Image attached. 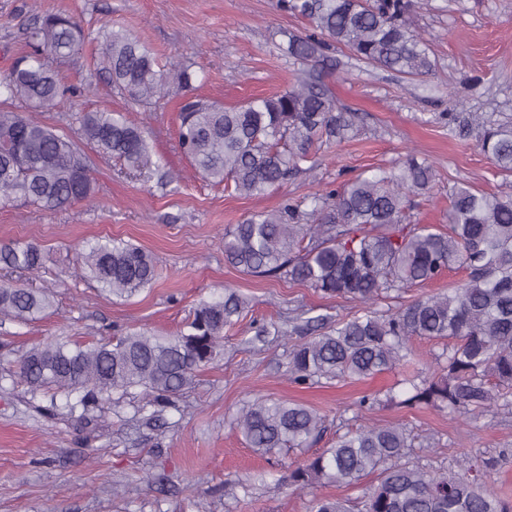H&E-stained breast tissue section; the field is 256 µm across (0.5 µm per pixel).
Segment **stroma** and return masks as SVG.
Here are the masks:
<instances>
[{
	"label": "stroma",
	"mask_w": 512,
	"mask_h": 512,
	"mask_svg": "<svg viewBox=\"0 0 512 512\" xmlns=\"http://www.w3.org/2000/svg\"><path fill=\"white\" fill-rule=\"evenodd\" d=\"M74 16L85 31L124 29L162 61L180 57L206 73L196 95L234 105L275 93L294 79L279 54L281 31H304L306 19L281 11L278 0H0V74L27 52L26 30L45 10ZM413 25L436 61L433 73L410 79L346 60L327 83L339 107L359 113L364 128L353 140L322 148L312 171L258 197L243 198L203 179L181 152L175 97L144 109L129 104L93 68L95 46L85 43L52 60L66 90L41 120L72 140L74 116L110 109L143 125L161 159L148 178L129 176L123 161L89 157L94 195L49 211L0 206V245L39 244L45 263L12 283L49 289L55 302L40 319L22 323L0 315V512H311L317 497H360L367 481L289 488L283 477L305 452L263 455L249 448L233 416L258 398L302 403L325 418L320 447L345 426L404 424L414 438L412 458L423 466L456 469L467 455L495 457L491 487L512 498V415L449 418L433 409L381 404L360 409L362 396L392 386L401 371L364 381L292 384L291 344L258 335L296 311L342 317L352 303L323 297L288 278L253 277L224 260V230L251 212L272 210L360 172L392 165L412 151L428 159L438 178L429 193L413 195L414 224L445 227L448 193L468 185L512 193V176L499 172L478 147L477 128L450 127L452 112L512 118V0H429ZM123 239L154 258L153 285L117 298L74 264L78 249L98 239ZM230 286L248 302L246 315L224 334L213 364L197 372L171 399L154 405L141 389L114 393L109 404L65 409L62 396L31 392L17 374L20 356L47 338L104 342L130 331L168 337L184 330L197 304ZM151 472L166 474L148 485Z\"/></svg>",
	"instance_id": "1"
}]
</instances>
